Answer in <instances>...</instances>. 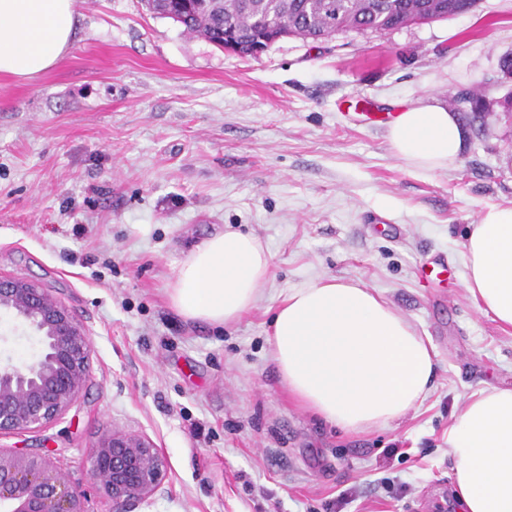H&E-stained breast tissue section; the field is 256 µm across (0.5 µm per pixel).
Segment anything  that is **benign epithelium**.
Here are the masks:
<instances>
[{
	"instance_id": "7a95c632",
	"label": "benign epithelium",
	"mask_w": 512,
	"mask_h": 512,
	"mask_svg": "<svg viewBox=\"0 0 512 512\" xmlns=\"http://www.w3.org/2000/svg\"><path fill=\"white\" fill-rule=\"evenodd\" d=\"M38 334V358L0 368V434L43 427L62 416L89 381L90 336L67 307L39 284L0 275V313ZM86 489L37 453L0 448V512H91V492L112 499V512L149 501L166 460L147 437L114 430L89 450Z\"/></svg>"
}]
</instances>
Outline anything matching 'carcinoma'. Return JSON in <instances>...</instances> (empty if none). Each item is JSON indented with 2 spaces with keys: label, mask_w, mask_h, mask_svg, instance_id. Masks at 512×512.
<instances>
[{
  "label": "carcinoma",
  "mask_w": 512,
  "mask_h": 512,
  "mask_svg": "<svg viewBox=\"0 0 512 512\" xmlns=\"http://www.w3.org/2000/svg\"><path fill=\"white\" fill-rule=\"evenodd\" d=\"M476 0H141L150 14L175 12L184 32L209 43L235 29L242 43L261 38L299 37L316 41L354 31L387 32L417 18H448L470 11Z\"/></svg>",
  "instance_id": "carcinoma-1"
}]
</instances>
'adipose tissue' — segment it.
Segmentation results:
<instances>
[{
    "instance_id": "ef3b65f1",
    "label": "adipose tissue",
    "mask_w": 512,
    "mask_h": 512,
    "mask_svg": "<svg viewBox=\"0 0 512 512\" xmlns=\"http://www.w3.org/2000/svg\"><path fill=\"white\" fill-rule=\"evenodd\" d=\"M77 25L75 0H0V75L32 79L53 68ZM467 136L457 115L436 102L401 110L387 131L395 155L421 171L452 166ZM463 246L467 292L481 312L512 328V206L485 208ZM270 268L258 238L219 232L181 262L169 301L187 320L224 327L257 303ZM270 327L272 361L288 395L341 430L386 427L433 385L430 339L362 284L327 278L292 289ZM447 443L457 512H512V388L473 394Z\"/></svg>"
}]
</instances>
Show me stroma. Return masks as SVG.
<instances>
[{"label":"stroma","mask_w":512,"mask_h":512,"mask_svg":"<svg viewBox=\"0 0 512 512\" xmlns=\"http://www.w3.org/2000/svg\"><path fill=\"white\" fill-rule=\"evenodd\" d=\"M65 57L38 79L0 76V274L38 282L87 329L91 380L64 415L0 447L49 455L88 478L90 446L118 428L168 461L163 492L134 512H455L448 426L470 396L512 387V329L464 287L468 225L512 206V0L389 32L261 57L227 53L144 12L77 0ZM479 92L460 113L456 164L397 158L362 112ZM231 228L272 266L237 324L184 319L167 288L191 247ZM441 261L440 278L419 281ZM379 292L437 350L423 403L346 433L283 392L270 359L280 295L322 278ZM34 332L0 314V365L33 361Z\"/></svg>","instance_id":"1"}]
</instances>
